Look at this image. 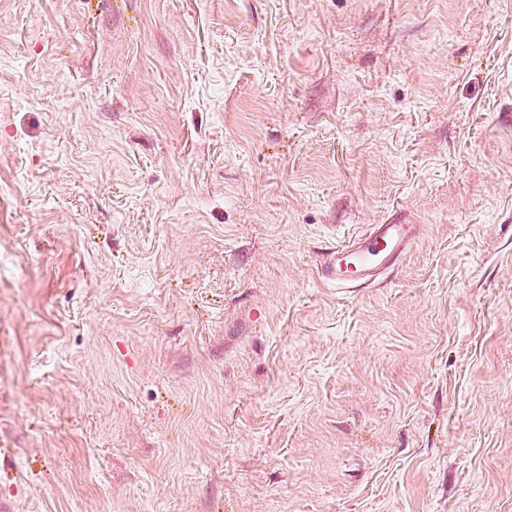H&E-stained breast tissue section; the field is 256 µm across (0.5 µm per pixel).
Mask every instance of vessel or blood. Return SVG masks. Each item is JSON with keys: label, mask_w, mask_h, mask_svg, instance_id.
<instances>
[{"label": "vessel or blood", "mask_w": 512, "mask_h": 512, "mask_svg": "<svg viewBox=\"0 0 512 512\" xmlns=\"http://www.w3.org/2000/svg\"><path fill=\"white\" fill-rule=\"evenodd\" d=\"M419 237L415 224H379L353 241L330 248L318 269L323 280L349 288L372 283L395 266Z\"/></svg>", "instance_id": "1"}]
</instances>
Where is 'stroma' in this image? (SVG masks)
I'll use <instances>...</instances> for the list:
<instances>
[{
	"label": "stroma",
	"mask_w": 512,
	"mask_h": 512,
	"mask_svg": "<svg viewBox=\"0 0 512 512\" xmlns=\"http://www.w3.org/2000/svg\"><path fill=\"white\" fill-rule=\"evenodd\" d=\"M0 512H512V0H0ZM418 237V224H376L369 234L330 248L318 274L337 288L369 285L384 269L394 267Z\"/></svg>",
	"instance_id": "35a3bbf8"
}]
</instances>
